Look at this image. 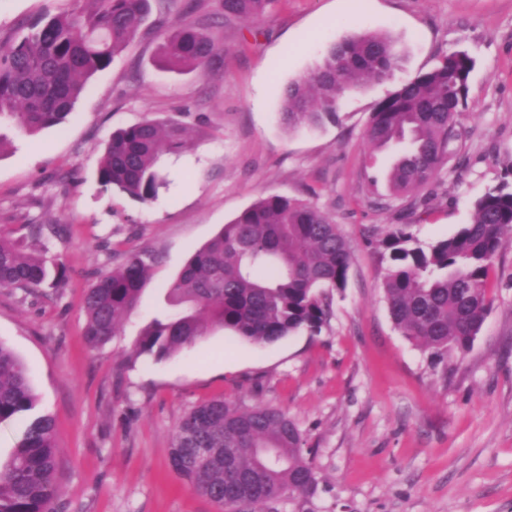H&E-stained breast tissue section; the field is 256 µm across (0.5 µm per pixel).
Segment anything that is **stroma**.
<instances>
[{"label":"stroma","mask_w":512,"mask_h":512,"mask_svg":"<svg viewBox=\"0 0 512 512\" xmlns=\"http://www.w3.org/2000/svg\"><path fill=\"white\" fill-rule=\"evenodd\" d=\"M202 0L200 24L228 50L206 76L172 70L166 35L180 0H151L137 38L88 82L62 123L29 135L0 123V230L64 265V288H0V341L24 362L40 411L56 422L53 512H218L169 465L192 407L271 406L299 428L319 481L275 512H512V244L490 276L493 305L472 348L436 361L390 319L378 242L408 225L428 244L471 220L489 188L512 183V0H276L225 24ZM72 0H0V44ZM365 31L397 39L393 80L339 102V120L297 132L280 123L284 87L333 42ZM454 50L475 60L461 137L423 200L391 196V160L370 154L377 104ZM175 117L187 147L163 156L169 185L143 204L104 190L96 164L118 128ZM300 198L338 224L352 263L321 334L255 345L217 330L170 358L133 357L139 329L166 309L189 256L262 195ZM62 224L63 237L37 225ZM160 255L136 309L100 350L83 339L94 274L122 253Z\"/></svg>","instance_id":"1"}]
</instances>
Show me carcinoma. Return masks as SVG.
Listing matches in <instances>:
<instances>
[{
  "label": "carcinoma",
  "instance_id": "obj_1",
  "mask_svg": "<svg viewBox=\"0 0 512 512\" xmlns=\"http://www.w3.org/2000/svg\"><path fill=\"white\" fill-rule=\"evenodd\" d=\"M70 13L28 24L10 46H0V120L34 134L59 125L74 111L87 81L106 69L137 36L150 0H74ZM189 20L168 36L164 56L177 70L208 74L225 49L191 16L200 0H182ZM275 0H222L224 23L257 18ZM401 54L386 33L365 32L331 44L315 69L286 88L281 115L294 131L337 119L345 94L388 81ZM475 60L457 50L402 84L372 112L365 134L375 151L397 145L389 191L414 195L428 186L457 137ZM186 145V128L174 119L145 118L112 133L98 160L100 185L148 203L163 185L157 163ZM512 242V185L499 184L474 203L470 223L454 235L421 244L408 225H395L378 246L388 267L383 291L395 327L442 359L466 353L490 309L488 277ZM157 257L130 251L96 276L85 294L83 336L92 349L116 335L138 304ZM349 246L323 210L297 198L267 193L241 211L189 258L170 288L171 310L153 318L136 337L133 354L167 359L212 330L250 343H275L306 331L321 333L330 319V296L343 289ZM65 270L51 272L39 252L0 233V288L58 289ZM27 370L0 342V425L25 421L21 439L0 461V512H52L60 486L53 417L37 411ZM304 439L288 416L271 407L242 410L214 400L188 411L176 426L169 452L172 470L197 493L224 504L236 484L233 512H264L288 494L316 490V472Z\"/></svg>",
  "mask_w": 512,
  "mask_h": 512
}]
</instances>
